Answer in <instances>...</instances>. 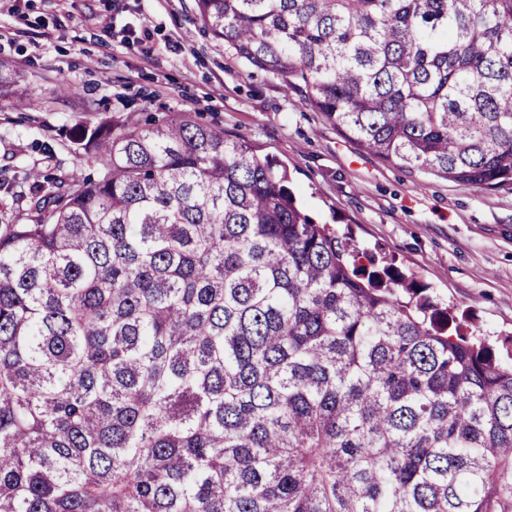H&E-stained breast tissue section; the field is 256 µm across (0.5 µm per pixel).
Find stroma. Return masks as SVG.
<instances>
[{"label": "stroma", "mask_w": 512, "mask_h": 512, "mask_svg": "<svg viewBox=\"0 0 512 512\" xmlns=\"http://www.w3.org/2000/svg\"><path fill=\"white\" fill-rule=\"evenodd\" d=\"M0 61L27 93L20 110L0 99V225L20 214L8 182L94 172L74 129L188 115L285 164L317 222L384 252L448 304L454 327L487 331L496 356L512 359V189L364 151L279 78L233 58L194 0H0Z\"/></svg>", "instance_id": "stroma-1"}]
</instances>
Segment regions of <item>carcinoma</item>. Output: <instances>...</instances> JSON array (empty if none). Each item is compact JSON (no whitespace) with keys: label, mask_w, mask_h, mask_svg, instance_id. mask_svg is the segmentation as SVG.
Returning <instances> with one entry per match:
<instances>
[{"label":"carcinoma","mask_w":512,"mask_h":512,"mask_svg":"<svg viewBox=\"0 0 512 512\" xmlns=\"http://www.w3.org/2000/svg\"><path fill=\"white\" fill-rule=\"evenodd\" d=\"M363 150L512 185V0H195ZM0 96L21 106L0 63ZM0 230V512H512V367L188 116Z\"/></svg>","instance_id":"carcinoma-1"}]
</instances>
